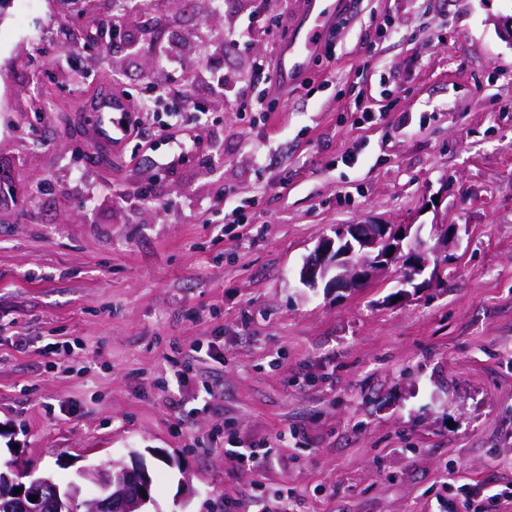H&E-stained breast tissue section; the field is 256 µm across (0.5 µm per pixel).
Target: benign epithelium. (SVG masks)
I'll use <instances>...</instances> for the list:
<instances>
[{"label":"benign epithelium","instance_id":"7a95c632","mask_svg":"<svg viewBox=\"0 0 512 512\" xmlns=\"http://www.w3.org/2000/svg\"><path fill=\"white\" fill-rule=\"evenodd\" d=\"M438 242L433 251L445 252L454 242L457 225L440 224ZM410 224H387L363 221L336 227L334 235L319 238L314 250L315 261L300 270V280L309 285L325 284L328 288L356 291L387 273L400 263L403 277L401 299L430 282H436V272L417 282L429 266L426 248L418 234L411 233ZM15 467L0 473V512H74L84 506L87 512H145L144 506L153 501L152 478L144 461L135 459L132 465L117 469L108 464L91 465L80 472L79 479L70 481L64 492L46 491L52 480L46 476H31L17 483L12 474ZM21 489L16 494L14 490ZM38 497L37 501L30 497Z\"/></svg>","mask_w":512,"mask_h":512}]
</instances>
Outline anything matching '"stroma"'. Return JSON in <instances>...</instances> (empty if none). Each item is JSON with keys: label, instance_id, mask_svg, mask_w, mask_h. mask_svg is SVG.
Wrapping results in <instances>:
<instances>
[{"label": "stroma", "instance_id": "stroma-1", "mask_svg": "<svg viewBox=\"0 0 512 512\" xmlns=\"http://www.w3.org/2000/svg\"><path fill=\"white\" fill-rule=\"evenodd\" d=\"M132 4L0 12V461L66 483L143 454L147 512H512V0H337L272 112L252 66L279 69L309 0ZM103 79L179 85L198 149L143 129L104 154L81 111ZM368 219L458 224L437 284L301 282ZM267 65L264 60L255 61L253 64L252 84H257L261 89L254 97L253 106L258 112H272L275 105L280 101L273 92V80L266 74Z\"/></svg>", "mask_w": 512, "mask_h": 512}]
</instances>
